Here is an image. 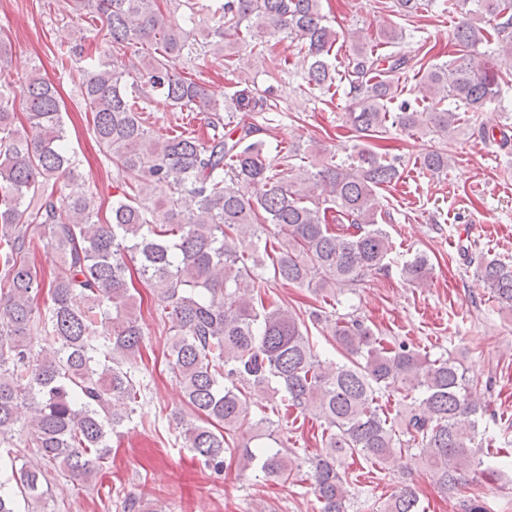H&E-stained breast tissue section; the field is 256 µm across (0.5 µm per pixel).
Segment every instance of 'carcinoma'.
<instances>
[{
  "label": "carcinoma",
  "mask_w": 512,
  "mask_h": 512,
  "mask_svg": "<svg viewBox=\"0 0 512 512\" xmlns=\"http://www.w3.org/2000/svg\"><path fill=\"white\" fill-rule=\"evenodd\" d=\"M162 1L177 2L190 19L202 10L195 0H61L67 16L99 21L112 52L147 47L127 71L92 58L79 85L93 136L115 172L108 221L100 220L70 153L56 90L32 73L16 94L0 72V472L7 474L0 512L51 495L49 466L82 481L99 473L110 436L131 421L146 389L136 375L145 331L142 298L130 288L135 273L153 285L168 324L166 359L192 412L181 422L183 447L207 467L251 469L285 483L306 465L321 512H348L345 460L387 466L404 444L416 447L415 458L446 494L469 485L472 473L495 479L475 446L485 404L458 361L386 343L364 321L343 317L330 327L347 359L337 366L321 358L297 312L256 288L267 269L275 280L332 293L388 270L393 245L375 196L400 179L401 157L364 147L338 163L314 146L311 168L297 166L301 144L262 139L261 128L244 120L226 129L223 113L277 112L276 99L236 91L220 101L177 72L211 52L235 71L240 49L255 50V34L264 33L300 44L303 80L328 91L339 35L322 0H213L217 26L200 31L171 23ZM421 6L393 3L407 18ZM448 12L458 15L461 55L420 64L428 111L403 101L399 112H388L410 59L353 44L344 72L347 125L369 137L385 131L392 116L404 129L425 126L446 140L461 117L444 101L477 112L512 84V0H448ZM87 39L84 29L72 31L71 42L58 47V65L82 54ZM491 42L496 53L477 50ZM18 96L28 114L21 128ZM146 101L204 112L208 132L156 138L145 126ZM420 165L440 174L450 158L430 151ZM158 208L167 212L164 224L149 219ZM40 246L59 256L48 282L31 261ZM432 270L419 251L400 275L421 284ZM477 274L499 307L512 311V264L482 257ZM35 331L50 349L33 351ZM383 390L412 400L399 431L377 403ZM269 391L279 397L271 406L277 418L309 413L321 422L320 453L301 459L271 446L252 449L262 431L275 432L266 412H251L254 393ZM464 414L474 417L468 431L458 426ZM242 428L248 439L230 437ZM385 512H420L414 488L400 487Z\"/></svg>",
  "instance_id": "1"
}]
</instances>
